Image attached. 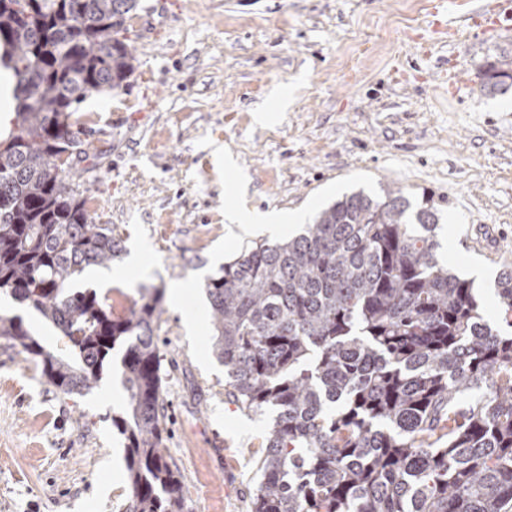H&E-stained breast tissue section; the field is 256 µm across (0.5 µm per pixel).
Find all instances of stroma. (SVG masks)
Returning a JSON list of instances; mask_svg holds the SVG:
<instances>
[{"label":"stroma","instance_id":"35a3bbf8","mask_svg":"<svg viewBox=\"0 0 512 512\" xmlns=\"http://www.w3.org/2000/svg\"><path fill=\"white\" fill-rule=\"evenodd\" d=\"M398 2L143 0L127 21L136 71L72 117L90 158L65 164L66 182L119 241L112 269L137 251L146 259L100 297L164 291V446L189 512L253 510L270 418L228 395L203 285L253 244L240 227L254 216L279 217L280 240L355 192L433 197L442 260L466 279L487 272L476 291L499 321L495 282L512 261V91L454 90L442 76L512 56V18L489 41L464 28L448 39L426 8L397 23ZM184 285L175 303L170 291ZM125 406L117 368L67 396L0 340V512H123L125 440L112 418Z\"/></svg>","mask_w":512,"mask_h":512}]
</instances>
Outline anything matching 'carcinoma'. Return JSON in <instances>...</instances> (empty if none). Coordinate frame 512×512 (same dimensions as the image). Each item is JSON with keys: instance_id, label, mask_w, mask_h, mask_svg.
<instances>
[{"instance_id": "cac0c4a2", "label": "carcinoma", "mask_w": 512, "mask_h": 512, "mask_svg": "<svg viewBox=\"0 0 512 512\" xmlns=\"http://www.w3.org/2000/svg\"><path fill=\"white\" fill-rule=\"evenodd\" d=\"M138 0H0V62L19 103L0 146V295L60 332L51 350L19 316L0 339L65 395L89 392L122 349L124 512H184L166 460L162 292L116 316L70 283L118 254L58 161L88 160L70 118L135 71L126 19ZM489 93L512 88L490 63ZM438 209L405 192L346 195L299 235L244 250L209 279L213 351L239 408L274 412L253 512H512V333L484 317L473 282L440 260ZM512 329V263L498 276Z\"/></svg>"}]
</instances>
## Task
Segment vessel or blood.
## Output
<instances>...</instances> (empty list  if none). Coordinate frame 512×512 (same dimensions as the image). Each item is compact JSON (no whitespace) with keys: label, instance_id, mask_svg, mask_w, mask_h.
I'll use <instances>...</instances> for the list:
<instances>
[{"label":"vessel or blood","instance_id":"b4317fda","mask_svg":"<svg viewBox=\"0 0 512 512\" xmlns=\"http://www.w3.org/2000/svg\"><path fill=\"white\" fill-rule=\"evenodd\" d=\"M432 4L434 26L450 32L463 22L484 36L499 30L502 14L512 11V0H432Z\"/></svg>","mask_w":512,"mask_h":512}]
</instances>
